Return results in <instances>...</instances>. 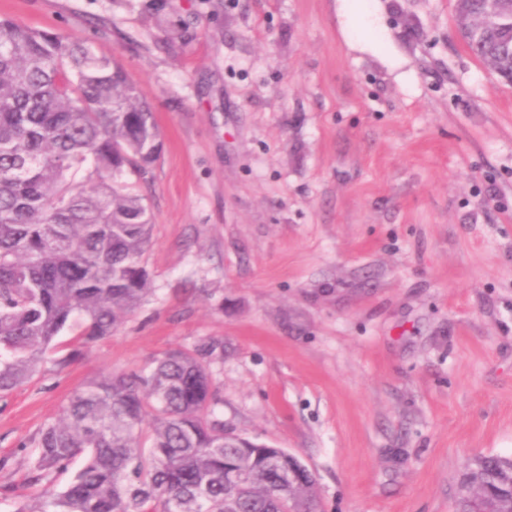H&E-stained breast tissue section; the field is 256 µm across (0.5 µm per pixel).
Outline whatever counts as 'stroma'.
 I'll return each instance as SVG.
<instances>
[{
	"instance_id": "35a3bbf8",
	"label": "stroma",
	"mask_w": 512,
	"mask_h": 512,
	"mask_svg": "<svg viewBox=\"0 0 512 512\" xmlns=\"http://www.w3.org/2000/svg\"><path fill=\"white\" fill-rule=\"evenodd\" d=\"M382 49L338 0H0L88 41L147 101L151 293L112 336L0 397V512L69 393L202 339L225 431L288 451L319 512H458L512 458V84L455 0H380Z\"/></svg>"
}]
</instances>
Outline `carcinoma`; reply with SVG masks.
I'll return each mask as SVG.
<instances>
[{"mask_svg": "<svg viewBox=\"0 0 512 512\" xmlns=\"http://www.w3.org/2000/svg\"><path fill=\"white\" fill-rule=\"evenodd\" d=\"M456 0L470 52L512 79V0ZM161 151L151 107L113 59L58 33L0 20V394L38 372L60 333L81 349L150 293L145 176ZM83 173L77 181V173ZM212 338L69 395L33 440V512H318L315 482L283 448L224 432L213 416ZM84 462L62 488L57 477ZM459 512H512V459L483 456Z\"/></svg>", "mask_w": 512, "mask_h": 512, "instance_id": "cac0c4a2", "label": "carcinoma"}]
</instances>
